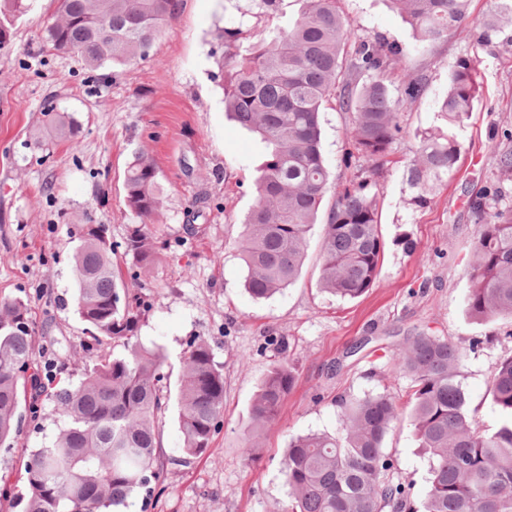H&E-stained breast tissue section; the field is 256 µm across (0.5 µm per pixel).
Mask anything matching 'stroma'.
Segmentation results:
<instances>
[{
  "label": "stroma",
  "instance_id": "35a3bbf8",
  "mask_svg": "<svg viewBox=\"0 0 512 512\" xmlns=\"http://www.w3.org/2000/svg\"><path fill=\"white\" fill-rule=\"evenodd\" d=\"M496 0H470L469 28L430 51L414 50L412 29L388 0H339L357 34L397 45L401 64L422 74L426 90L407 109L404 137L379 180V220L386 241L372 288L343 300L318 285L323 224L309 233L298 280L258 301L244 288L240 258L242 221L263 147L224 110L223 30L251 11V0H181L176 20L155 40L150 57L99 78L73 54L41 52L37 36L53 13V0H32L10 21L0 49V301H27L36 326L34 359L47 367L44 389L22 402L19 435L0 446V512H24L20 459L51 447L65 419L49 393L77 384L86 367V325L72 305L73 254L81 224L104 225L114 244L137 222L125 204L124 171L136 152L158 168L165 203L152 231L161 255L140 294L146 311L137 335L163 347L171 378L195 336L209 340L224 367V417L204 456L179 462L174 412L160 425L164 481L139 491L127 512H279L289 488L281 458L291 437L336 433L343 399L388 392L399 420L385 448L396 479L411 483L415 501L428 489V461L418 447L406 405L411 380L390 358L408 336L425 330L458 343L479 339L460 367V380L477 427L496 429L501 416L489 394L499 361L512 355V321L486 324L465 306L466 264L476 235L469 202L495 184V151L512 146V26L479 41ZM478 62L483 97L457 130L461 155L453 176L432 205L409 206L405 171L418 141L432 125L448 74L463 60ZM80 123L76 145L55 141L43 109ZM349 119L335 106L321 114L324 157L332 181L346 176ZM288 342L295 384L279 420L264 428L252 459L243 449L258 383Z\"/></svg>",
  "mask_w": 512,
  "mask_h": 512
}]
</instances>
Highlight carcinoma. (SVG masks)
<instances>
[{
	"mask_svg": "<svg viewBox=\"0 0 512 512\" xmlns=\"http://www.w3.org/2000/svg\"><path fill=\"white\" fill-rule=\"evenodd\" d=\"M299 5L288 29L241 49L242 25L224 28V105L264 147L253 182L254 208L245 219L241 260L245 287L264 299L299 277L308 243L328 191L319 285L355 299L371 288L384 254L377 177L405 132L404 110L425 91L424 77L396 73L399 52L378 38L351 31L337 0H252L258 19ZM39 37L40 50L75 54L93 69L149 58L155 38L176 19L180 0H56ZM410 25L416 46L432 47L468 21L469 0H389ZM498 16L485 29L512 23V0H497ZM30 0H0V48L10 33L6 16L28 11ZM349 115L352 146L346 182L330 183L321 142L320 114L330 101ZM481 101L479 66L463 60L448 74L437 103L438 124L417 135L407 169L411 204L432 203L431 191L448 181L459 161L456 128ZM45 117L57 139L73 142L78 121L53 104ZM493 162L512 179V149ZM125 202L140 223L123 253L137 272L159 249L150 224L163 207L159 171L144 153L124 174ZM499 188L472 201L477 221L468 314L482 322L512 318V209L497 205ZM74 254V306L88 326V365L80 382L56 392L66 427L51 448L22 461L25 512H125L128 499L163 473L158 424L170 397L164 393L167 356L137 336L144 304L123 281L102 224H80ZM36 339L28 305L0 302V445L15 438L25 396L22 377L33 364ZM123 347L117 354L114 348ZM467 348L420 331L393 358V370L412 380L407 404L419 447L429 457V484L421 512H512V355L497 364L492 401L503 414L492 432H479L459 379ZM175 402L183 461L203 456L224 415V368L207 340L192 338L181 356ZM294 386L287 357L261 378L252 404L254 430L272 423ZM337 435L307 434L288 442L282 459L290 500L285 512H414L410 488L393 481L395 461L383 447L398 416L388 393L339 402Z\"/></svg>",
	"mask_w": 512,
	"mask_h": 512,
	"instance_id": "obj_1",
	"label": "carcinoma"
}]
</instances>
